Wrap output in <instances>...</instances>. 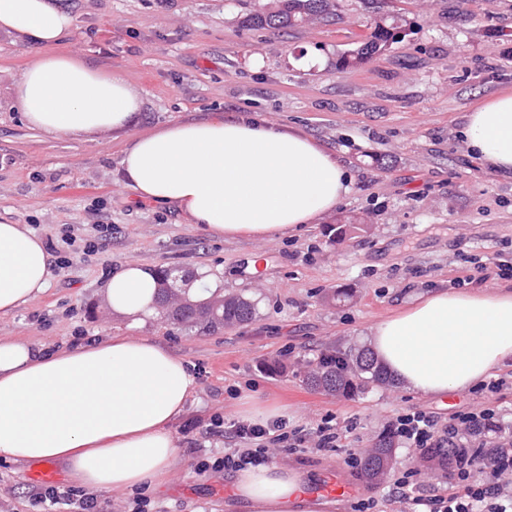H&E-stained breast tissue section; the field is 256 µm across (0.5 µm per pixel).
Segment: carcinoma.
<instances>
[{"instance_id":"carcinoma-1","label":"carcinoma","mask_w":512,"mask_h":512,"mask_svg":"<svg viewBox=\"0 0 512 512\" xmlns=\"http://www.w3.org/2000/svg\"><path fill=\"white\" fill-rule=\"evenodd\" d=\"M336 9V0H273L269 10L251 15L249 23L271 29L297 28L317 20H333L337 17ZM403 22L404 19L398 16L375 15L370 20L369 36L356 49L342 56L339 66L353 67L380 56L394 43ZM217 312L218 315L202 320L193 309L180 308L170 312L169 320L175 326L217 332L249 322L257 316L255 304L240 295L224 296V305ZM306 380L314 388L342 396L392 384V379L367 349L346 354L340 368L318 362L309 370ZM394 452L392 438L384 436L378 439L362 454L359 462L361 475L370 482L381 479L390 468Z\"/></svg>"}]
</instances>
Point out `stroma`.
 Returning <instances> with one entry per match:
<instances>
[{"mask_svg": "<svg viewBox=\"0 0 512 512\" xmlns=\"http://www.w3.org/2000/svg\"><path fill=\"white\" fill-rule=\"evenodd\" d=\"M267 2L64 0L76 18L65 52L123 71L142 100L132 125L94 136L50 135L24 120L15 87L43 50L0 33V222L28 225L52 246L47 289L0 317V337L66 347L79 336H151L193 365L198 387L174 425L171 482L139 487L146 512H242L227 470L213 465L232 442L211 421L245 419L248 398L281 406L292 428L336 416L340 447L287 460L311 483L348 486L328 512H353L369 496L379 512H400L389 492L415 461L404 444L376 486L347 458L402 412L447 420L473 403L472 390L421 397L391 385L343 398L313 389L306 372L323 351L367 345L377 323L450 280L512 289V174L489 168L459 133L478 104L512 88V0H384V12L405 21L400 39L348 68L338 60L367 33V0H338L337 21L287 31L249 24ZM218 114L301 130L347 168L348 194L294 234L228 240L123 183L119 163L136 137ZM346 222L367 230L334 241L330 227ZM255 256L264 261L257 274L246 264ZM124 262L206 268L225 293L255 299L259 315L216 333L159 318L129 328L102 294ZM337 288L350 299L328 301ZM37 468L0 458V512H69L43 499L72 489L66 471L39 482Z\"/></svg>", "mask_w": 512, "mask_h": 512, "instance_id": "1", "label": "stroma"}]
</instances>
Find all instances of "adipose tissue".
Returning a JSON list of instances; mask_svg holds the SVG:
<instances>
[{
  "mask_svg": "<svg viewBox=\"0 0 512 512\" xmlns=\"http://www.w3.org/2000/svg\"><path fill=\"white\" fill-rule=\"evenodd\" d=\"M61 0H0V31L43 48L17 88L27 122L53 135H93L130 125L142 101L119 71L104 72L62 47L75 29ZM492 169L512 172V90L481 103L462 130ZM121 176L141 199L173 205L227 239L296 231L334 209L347 173L303 132L252 117L178 123L137 137ZM50 256L22 224L0 223V317L43 293ZM156 272L112 270L105 298L137 327L155 317ZM369 344L405 389L424 397L464 391L512 359V291H440L379 322ZM197 386L188 361L149 336H110L54 348L0 338V456L65 466L76 485L121 494L166 485L178 449L172 431ZM248 512H321L302 476L272 462L236 471Z\"/></svg>",
  "mask_w": 512,
  "mask_h": 512,
  "instance_id": "ef3b65f1",
  "label": "adipose tissue"
}]
</instances>
